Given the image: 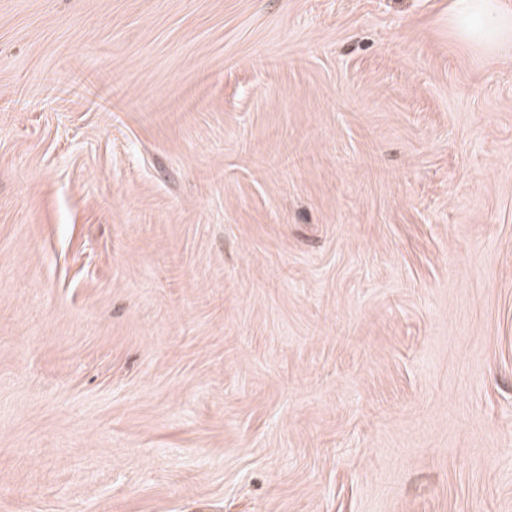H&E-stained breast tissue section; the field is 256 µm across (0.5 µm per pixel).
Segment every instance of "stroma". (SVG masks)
<instances>
[{
    "label": "stroma",
    "instance_id": "35a3bbf8",
    "mask_svg": "<svg viewBox=\"0 0 512 512\" xmlns=\"http://www.w3.org/2000/svg\"><path fill=\"white\" fill-rule=\"evenodd\" d=\"M449 0H0V512H512V55Z\"/></svg>",
    "mask_w": 512,
    "mask_h": 512
}]
</instances>
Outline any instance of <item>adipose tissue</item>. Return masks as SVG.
<instances>
[{"instance_id":"1","label":"adipose tissue","mask_w":512,"mask_h":512,"mask_svg":"<svg viewBox=\"0 0 512 512\" xmlns=\"http://www.w3.org/2000/svg\"><path fill=\"white\" fill-rule=\"evenodd\" d=\"M448 21L463 41L492 53L512 50V14L500 0H452Z\"/></svg>"}]
</instances>
